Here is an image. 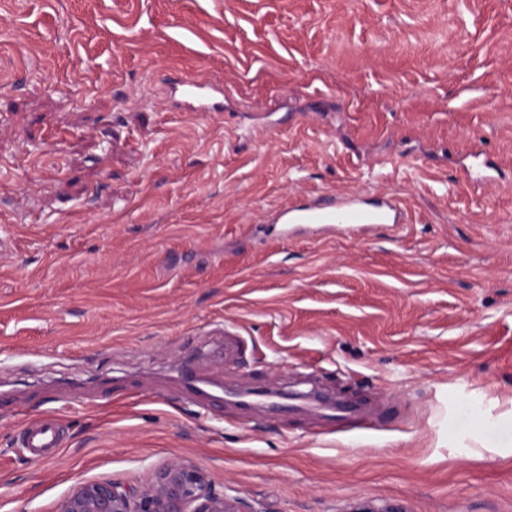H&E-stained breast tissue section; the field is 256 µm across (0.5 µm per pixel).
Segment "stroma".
<instances>
[{
	"label": "stroma",
	"instance_id": "stroma-1",
	"mask_svg": "<svg viewBox=\"0 0 512 512\" xmlns=\"http://www.w3.org/2000/svg\"><path fill=\"white\" fill-rule=\"evenodd\" d=\"M354 189L406 223L267 221ZM271 383L384 419L224 394ZM173 460L253 512H512V0H0V512ZM476 156L481 158L479 164L480 172L478 174H474L470 169H468L461 174L462 179L472 188L483 187L487 182L495 178L494 173L496 172V165L493 160L484 153H476ZM336 414H339L338 422L340 424H360L366 427H375L381 421L383 412L374 410L368 413H362L356 409H348L343 406H336ZM59 444V429L53 420H42L30 426L23 438L24 448H29L36 457L59 448Z\"/></svg>",
	"mask_w": 512,
	"mask_h": 512
}]
</instances>
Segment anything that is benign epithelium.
I'll list each match as a JSON object with an SVG mask.
<instances>
[{
	"label": "benign epithelium",
	"instance_id": "obj_1",
	"mask_svg": "<svg viewBox=\"0 0 512 512\" xmlns=\"http://www.w3.org/2000/svg\"><path fill=\"white\" fill-rule=\"evenodd\" d=\"M56 512H249L229 498L200 467L172 461L147 485L133 489L112 480L76 484Z\"/></svg>",
	"mask_w": 512,
	"mask_h": 512
}]
</instances>
